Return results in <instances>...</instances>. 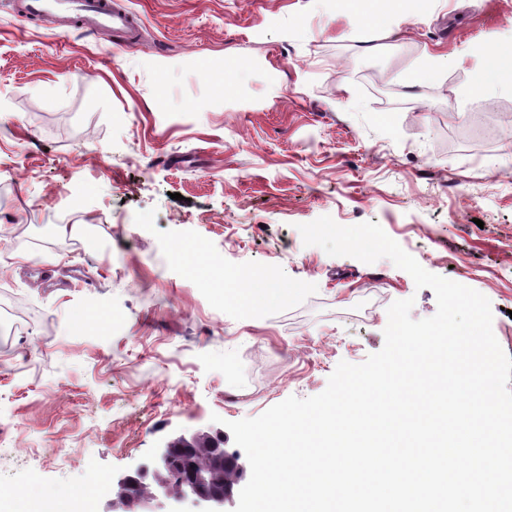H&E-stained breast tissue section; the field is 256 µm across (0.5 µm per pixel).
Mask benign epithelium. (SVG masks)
Here are the masks:
<instances>
[{"label": "benign epithelium", "instance_id": "obj_1", "mask_svg": "<svg viewBox=\"0 0 512 512\" xmlns=\"http://www.w3.org/2000/svg\"><path fill=\"white\" fill-rule=\"evenodd\" d=\"M238 473V484L229 492L203 494L199 486L208 482V474L198 473L190 483L182 481L169 448L164 445L151 462L138 464L112 481V497L105 512H177V505L186 501L204 507V512H228L238 503L243 488L246 463L242 460L238 462ZM133 486L144 487L146 491L133 496L127 492Z\"/></svg>", "mask_w": 512, "mask_h": 512}]
</instances>
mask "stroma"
Listing matches in <instances>:
<instances>
[{
    "label": "stroma",
    "mask_w": 512,
    "mask_h": 512,
    "mask_svg": "<svg viewBox=\"0 0 512 512\" xmlns=\"http://www.w3.org/2000/svg\"><path fill=\"white\" fill-rule=\"evenodd\" d=\"M127 5L135 46L0 0V490L93 489L104 512L165 441L380 351L394 301L435 314L391 260L304 245L325 215L486 296L512 355V80L471 86L483 47L512 52V0H388L378 21L368 0ZM70 222L83 237L56 236ZM252 270L286 295L226 297Z\"/></svg>",
    "instance_id": "35a3bbf8"
}]
</instances>
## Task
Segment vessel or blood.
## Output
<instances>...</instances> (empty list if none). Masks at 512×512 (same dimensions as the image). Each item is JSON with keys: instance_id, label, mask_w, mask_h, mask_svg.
<instances>
[{"instance_id": "vessel-or-blood-1", "label": "vessel or blood", "mask_w": 512, "mask_h": 512, "mask_svg": "<svg viewBox=\"0 0 512 512\" xmlns=\"http://www.w3.org/2000/svg\"><path fill=\"white\" fill-rule=\"evenodd\" d=\"M14 12L28 20H50L61 34L78 28L120 35L129 44L140 40L139 24L124 0H14Z\"/></svg>"}]
</instances>
